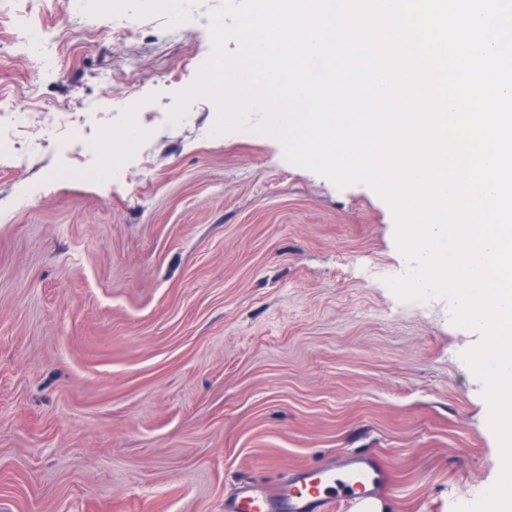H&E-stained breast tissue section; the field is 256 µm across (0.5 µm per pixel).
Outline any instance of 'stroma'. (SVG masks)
I'll return each mask as SVG.
<instances>
[{"instance_id": "1", "label": "stroma", "mask_w": 512, "mask_h": 512, "mask_svg": "<svg viewBox=\"0 0 512 512\" xmlns=\"http://www.w3.org/2000/svg\"><path fill=\"white\" fill-rule=\"evenodd\" d=\"M220 3L127 0L121 34L99 0L66 29L67 0H0V102L78 133L0 163V512H224L356 455L388 474L384 512L474 503L499 456L463 358L480 335L390 289L410 263L388 203L288 161L258 114L215 137L200 95L168 123ZM30 23L60 28L55 71L17 49ZM228 512H271L267 493L262 484L256 483L239 489L229 505Z\"/></svg>"}]
</instances>
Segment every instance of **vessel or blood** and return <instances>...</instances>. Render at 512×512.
Masks as SVG:
<instances>
[{
	"label": "vessel or blood",
	"mask_w": 512,
	"mask_h": 512,
	"mask_svg": "<svg viewBox=\"0 0 512 512\" xmlns=\"http://www.w3.org/2000/svg\"><path fill=\"white\" fill-rule=\"evenodd\" d=\"M385 472L371 459H351L342 471L330 467L305 468L284 476L279 508L271 510L262 484L239 489L227 512H379L377 492L387 486Z\"/></svg>",
	"instance_id": "1"
}]
</instances>
